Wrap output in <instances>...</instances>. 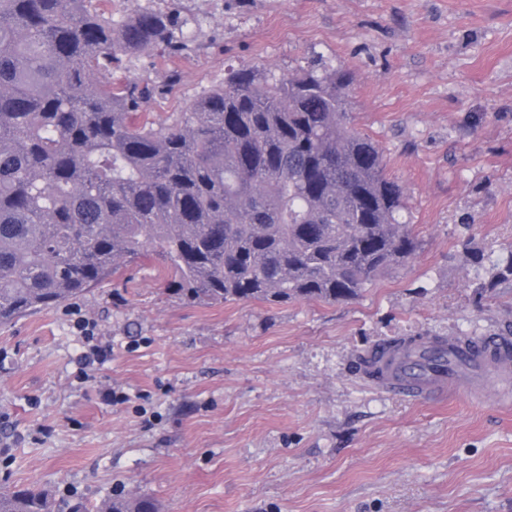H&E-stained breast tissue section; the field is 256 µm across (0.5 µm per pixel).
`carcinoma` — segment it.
Wrapping results in <instances>:
<instances>
[{
  "label": "carcinoma",
  "instance_id": "cac0c4a2",
  "mask_svg": "<svg viewBox=\"0 0 512 512\" xmlns=\"http://www.w3.org/2000/svg\"><path fill=\"white\" fill-rule=\"evenodd\" d=\"M189 50L178 17L114 19L96 0H0V327L58 306L133 259L197 304L358 299L420 242L382 147L357 131L351 78L311 62L224 84L163 123L124 60ZM512 284V251L489 285ZM0 512H52L0 487ZM96 512H158L116 494Z\"/></svg>",
  "mask_w": 512,
  "mask_h": 512
}]
</instances>
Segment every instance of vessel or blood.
Returning <instances> with one entry per match:
<instances>
[{
	"mask_svg": "<svg viewBox=\"0 0 512 512\" xmlns=\"http://www.w3.org/2000/svg\"><path fill=\"white\" fill-rule=\"evenodd\" d=\"M489 371H512V338L495 334L448 344L423 341L377 384L404 398L439 399L455 391L471 392L470 378Z\"/></svg>",
	"mask_w": 512,
	"mask_h": 512,
	"instance_id": "obj_1",
	"label": "vessel or blood"
}]
</instances>
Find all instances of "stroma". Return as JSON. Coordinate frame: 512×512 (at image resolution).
Here are the masks:
<instances>
[{"instance_id":"stroma-1","label":"stroma","mask_w":512,"mask_h":512,"mask_svg":"<svg viewBox=\"0 0 512 512\" xmlns=\"http://www.w3.org/2000/svg\"><path fill=\"white\" fill-rule=\"evenodd\" d=\"M185 19L179 57L146 49L114 82L153 87L149 121L185 111L227 65L350 73L356 128L405 188L422 247L341 304L190 305L157 262L122 267L0 328V484L160 512H512V375L480 401L401 400L359 369L407 336L512 329V0H102ZM111 356L79 378V320ZM124 395L103 401L105 390ZM96 512H158L156 502L147 496L132 498L115 494L108 499Z\"/></svg>"}]
</instances>
